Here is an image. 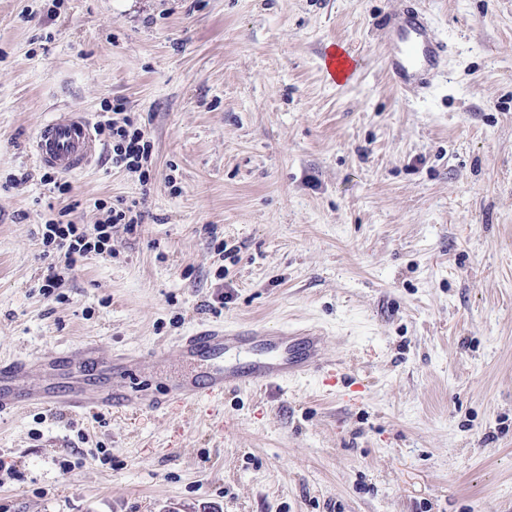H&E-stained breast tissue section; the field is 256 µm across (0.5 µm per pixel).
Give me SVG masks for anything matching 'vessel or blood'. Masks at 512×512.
Segmentation results:
<instances>
[{
	"label": "vessel or blood",
	"instance_id": "vessel-or-blood-1",
	"mask_svg": "<svg viewBox=\"0 0 512 512\" xmlns=\"http://www.w3.org/2000/svg\"><path fill=\"white\" fill-rule=\"evenodd\" d=\"M381 25L391 82L405 92L426 88L431 75L443 66L447 46L435 34L425 11L417 0H410L402 10L384 16ZM98 150L86 113L61 111L37 130L31 157L40 167L77 174L93 163ZM324 344V336L312 327L197 329L180 337L174 352L192 367V374L170 379L161 392L137 384L140 359L124 354L103 359L93 343L53 356L0 359V416L31 407L92 415L116 408L158 414L173 398L195 402L204 387L212 392L268 388L322 373L328 365ZM248 346L257 348L259 355L247 367L225 363L226 355ZM41 372L47 373V380L28 386V379Z\"/></svg>",
	"mask_w": 512,
	"mask_h": 512
}]
</instances>
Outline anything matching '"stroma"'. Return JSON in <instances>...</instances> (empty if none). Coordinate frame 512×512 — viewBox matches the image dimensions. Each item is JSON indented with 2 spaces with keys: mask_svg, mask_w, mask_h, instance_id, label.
<instances>
[{
  "mask_svg": "<svg viewBox=\"0 0 512 512\" xmlns=\"http://www.w3.org/2000/svg\"><path fill=\"white\" fill-rule=\"evenodd\" d=\"M403 0H0V358L150 354L205 325H313L331 376L161 414L0 420V512H512V0H421L448 46L425 94L383 64ZM356 56L331 82L330 45ZM122 100L148 184L100 153L43 184L54 112ZM134 233L59 295L42 229Z\"/></svg>",
  "mask_w": 512,
  "mask_h": 512,
  "instance_id": "35a3bbf8",
  "label": "stroma"
}]
</instances>
